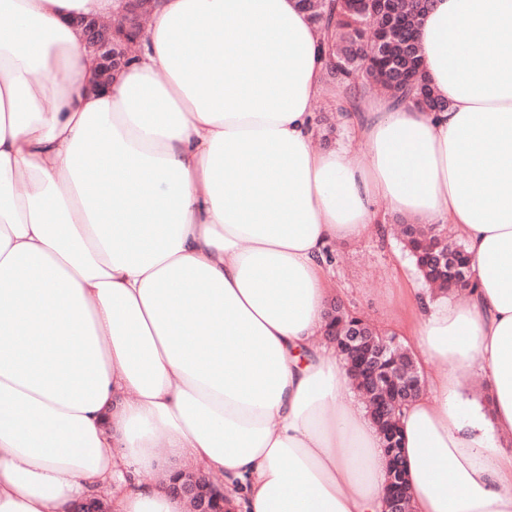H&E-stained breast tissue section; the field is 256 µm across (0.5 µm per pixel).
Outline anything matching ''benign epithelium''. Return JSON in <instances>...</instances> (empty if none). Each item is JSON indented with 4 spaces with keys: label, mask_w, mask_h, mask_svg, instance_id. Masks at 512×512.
I'll return each instance as SVG.
<instances>
[{
    "label": "benign epithelium",
    "mask_w": 512,
    "mask_h": 512,
    "mask_svg": "<svg viewBox=\"0 0 512 512\" xmlns=\"http://www.w3.org/2000/svg\"><path fill=\"white\" fill-rule=\"evenodd\" d=\"M155 2L123 0L122 12L115 21L89 16L71 19L80 50L93 54L98 61V86L108 85L129 62ZM352 6L362 14L374 11L383 17L378 27L381 43L389 40L399 21L411 20L409 14L400 10L398 0H353ZM324 336L336 351L349 353L348 365L363 387L383 390V397L374 401L372 411L378 421L393 422L397 409L412 401L418 388L407 367H382V357L400 348L396 337L367 338L353 324H335L325 329ZM387 485L390 489L386 491L383 512H406L404 490L408 489L409 479L402 458L389 457ZM169 486L176 496L192 503V512H224V493L217 491L216 484L202 472L176 478ZM72 512H110V508L104 498L92 496L76 502Z\"/></svg>",
    "instance_id": "1"
}]
</instances>
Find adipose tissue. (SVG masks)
Here are the masks:
<instances>
[{
    "label": "adipose tissue",
    "mask_w": 512,
    "mask_h": 512,
    "mask_svg": "<svg viewBox=\"0 0 512 512\" xmlns=\"http://www.w3.org/2000/svg\"><path fill=\"white\" fill-rule=\"evenodd\" d=\"M121 7L0 0V512L107 486L114 512H187L180 469L220 475L226 512H382L378 430L322 336L329 244L390 212L452 228L475 283L418 297L412 512H512V0H434L448 107L364 96L363 166L314 145L323 35L297 0H158L95 91L70 21Z\"/></svg>",
    "instance_id": "obj_1"
}]
</instances>
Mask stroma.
Masks as SVG:
<instances>
[{"label":"stroma","instance_id":"stroma-1","mask_svg":"<svg viewBox=\"0 0 512 512\" xmlns=\"http://www.w3.org/2000/svg\"><path fill=\"white\" fill-rule=\"evenodd\" d=\"M329 268L333 295L357 314L372 319L384 332L412 344L410 328L417 316L415 288L422 282L399 243L385 235L360 242L332 243Z\"/></svg>","mask_w":512,"mask_h":512}]
</instances>
